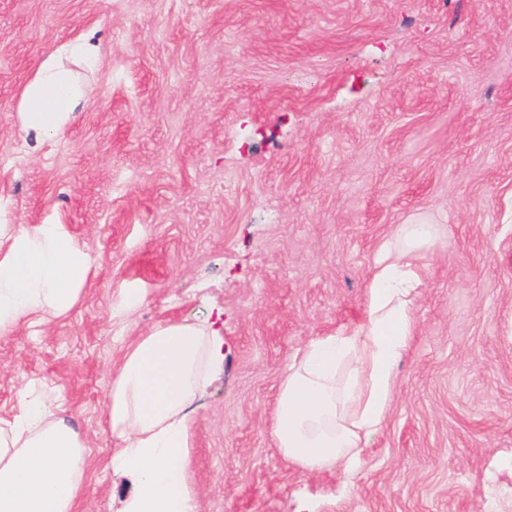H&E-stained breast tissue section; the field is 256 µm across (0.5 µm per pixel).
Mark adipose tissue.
<instances>
[{
	"label": "adipose tissue",
	"mask_w": 512,
	"mask_h": 512,
	"mask_svg": "<svg viewBox=\"0 0 512 512\" xmlns=\"http://www.w3.org/2000/svg\"><path fill=\"white\" fill-rule=\"evenodd\" d=\"M100 44L84 35L38 66L18 104L19 130L37 140L60 134L83 108L85 91L69 60L96 65ZM434 243L429 224H403L378 250L364 317L350 330L297 351L279 386L271 435L307 472L359 466L380 433L396 392L397 365L417 331L415 258ZM93 264L59 224L0 223V335L77 303ZM224 360L208 326L170 323L139 337L112 374L107 432L112 468L132 490L123 512H199L188 483L186 407ZM87 440L34 382L18 409L0 417V512H75L87 481Z\"/></svg>",
	"instance_id": "1"
}]
</instances>
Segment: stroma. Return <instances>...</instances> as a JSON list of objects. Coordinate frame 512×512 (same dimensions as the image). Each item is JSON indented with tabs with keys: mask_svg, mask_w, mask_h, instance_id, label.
Here are the masks:
<instances>
[{
	"mask_svg": "<svg viewBox=\"0 0 512 512\" xmlns=\"http://www.w3.org/2000/svg\"><path fill=\"white\" fill-rule=\"evenodd\" d=\"M89 33L86 106L33 144L24 85ZM0 220L93 258L71 312L0 337V416L31 380L88 440L77 512H122L112 374L177 322L225 343L191 407L201 512H512V0H0ZM408 221L436 239L383 429L357 469L300 471L281 374L360 323Z\"/></svg>",
	"mask_w": 512,
	"mask_h": 512,
	"instance_id": "1",
	"label": "stroma"
}]
</instances>
